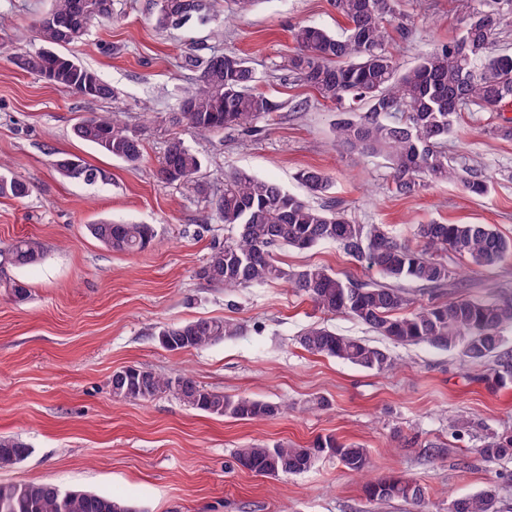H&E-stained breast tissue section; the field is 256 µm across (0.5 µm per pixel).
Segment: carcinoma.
Segmentation results:
<instances>
[{
    "label": "carcinoma",
    "mask_w": 512,
    "mask_h": 512,
    "mask_svg": "<svg viewBox=\"0 0 512 512\" xmlns=\"http://www.w3.org/2000/svg\"><path fill=\"white\" fill-rule=\"evenodd\" d=\"M346 25L337 36L322 27L300 24L292 29L296 53L291 71L304 85L329 102L342 106L334 125L336 145L363 155H382L392 169L395 194L412 196L433 182L454 181L460 174L448 165L444 150L455 116L475 106L499 112L512 104V54L489 55L496 36L512 23V0H469L461 18V35L401 71L387 45V26L403 18L401 0H330ZM156 24L180 26L202 16L206 0H155ZM75 23L69 28L49 24L46 16L34 23L41 46L16 51L12 63L38 74L49 70L54 85L82 95L80 77L99 83L94 100H107L114 89L94 69L79 64L69 47L81 42L96 20L113 16V0H51L47 16ZM189 66L200 63L186 59ZM193 90L181 97L168 122L186 124L205 138L226 130L249 132L269 121L279 104L259 90L249 61L234 54L212 55ZM75 137L101 153L131 166L144 159L141 134L115 112L94 113L73 128ZM64 176L86 184L106 183V171L77 157ZM198 153L173 137L163 154L158 176L165 184L192 183L210 214L232 226L234 235L212 247L199 277L228 292L283 281L306 296L324 313L345 314L394 344H426L456 350L474 365L493 358L496 369L487 378L497 388L512 386V351L505 348L504 330L512 328V298L499 301L440 299L444 290L462 287L458 272L440 255L451 251L476 266H492L512 257V240L487 224H418L415 246L384 224H355L335 208L317 209L276 182L235 170L224 173V187L212 190L196 181ZM296 179L309 191L323 192L330 178L317 169H304ZM466 188L477 196L489 192L487 177L470 170ZM27 182L9 174L0 163V197L24 199ZM90 233L116 253L142 252L155 238L150 224L100 222ZM334 243L343 252L377 270L383 281L343 279L320 266L286 268L275 252L289 247L310 249ZM44 246L25 237L0 246V288L16 303L29 298L26 283L11 276L16 268L39 261ZM408 281L427 290L430 299L417 302L399 283ZM241 334V326L221 318L169 323L153 333L165 336L168 351L198 349ZM308 352L344 360L360 368L386 373L397 362L382 347L337 334L316 323L299 336ZM112 395L121 400L148 402L168 393L184 406L210 416L262 421L288 413V403L248 395L211 391L188 376L162 377L127 366L112 373ZM31 449L11 436H0V470L24 462ZM479 454L487 462L512 459V432L488 437ZM335 458L351 474L371 471V458L358 444L319 436L307 448L286 442L248 444L236 449V466L256 476L277 478L312 469L322 458ZM371 501L402 499L421 508L428 504L427 488L406 476L380 477L364 487ZM0 512H141L134 504L81 489L64 490L48 482H0ZM447 512H500L498 491L487 487L448 501Z\"/></svg>",
    "instance_id": "obj_1"
}]
</instances>
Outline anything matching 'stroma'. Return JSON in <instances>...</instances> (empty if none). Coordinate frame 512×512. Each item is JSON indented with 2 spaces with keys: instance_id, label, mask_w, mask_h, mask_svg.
I'll list each match as a JSON object with an SVG mask.
<instances>
[{
  "instance_id": "35a3bbf8",
  "label": "stroma",
  "mask_w": 512,
  "mask_h": 512,
  "mask_svg": "<svg viewBox=\"0 0 512 512\" xmlns=\"http://www.w3.org/2000/svg\"><path fill=\"white\" fill-rule=\"evenodd\" d=\"M206 21L158 27L149 0H115L112 20L95 23L72 54L112 84V99L91 102L16 68L14 47L37 43L33 24L51 0H0L9 46L0 49V161L26 181L24 199L0 197V244L36 236L42 260L14 270L30 297L14 302L0 291V435L31 450L18 467L0 470V482H52L134 503L141 512H419L401 500L371 501L364 477L347 474L333 458L307 473L269 479L233 467L236 448L252 443L309 445L317 436L367 448L371 477L413 476L429 489L435 512L451 498L494 485L503 512H512V460L489 463L484 438L512 430V388L491 389L484 377L494 361L466 362L458 351L394 345L354 319L326 315L290 285L275 282L234 293L197 276L227 228L205 223V203L190 184L157 177L170 137L202 158L199 181L222 187L238 169L276 181L311 205H332L357 224H384L410 239L414 225L489 224L512 239V140L493 135L504 112L460 113L448 138V163L481 170L490 191L478 197L462 182L432 184L411 197L392 191L385 158L339 148L335 104L304 86L288 61L293 26L343 28L330 0H257L238 16L233 0H208ZM467 0H402L407 38L390 33L400 68L416 65L459 35ZM245 57L260 87L281 108L253 133L227 131L197 138L165 117L196 69L185 56ZM118 112L142 135L141 164L130 166L73 134L84 116ZM75 154L108 170L106 184L63 177L57 154ZM304 168L327 173L332 184L312 194L295 179ZM99 221L150 224L151 249L115 253L89 232ZM282 265H320L362 281L378 280L334 244L278 251ZM461 272L465 296L494 301L512 295V259L477 267L449 255ZM204 318L230 319L241 336L186 352L162 348L160 326ZM321 322L343 336L389 349L398 367L379 374L305 351L298 337ZM135 365L165 377L187 374L207 389L287 401L286 416L266 421L216 418L163 394L149 402L113 397L115 370ZM327 408H318L319 399ZM473 426L456 439L450 419Z\"/></svg>"
}]
</instances>
